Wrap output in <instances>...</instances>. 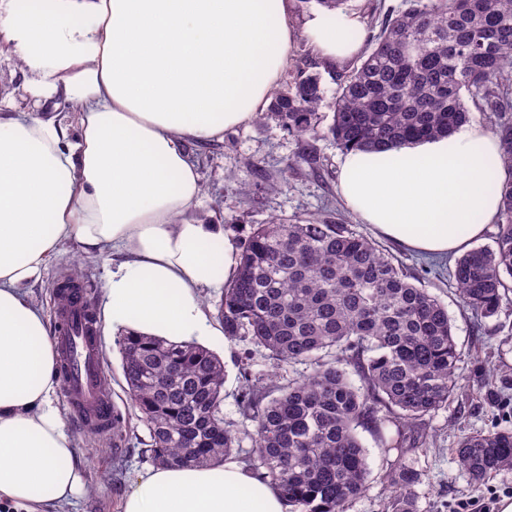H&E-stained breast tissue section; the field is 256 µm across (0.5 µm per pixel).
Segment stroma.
Instances as JSON below:
<instances>
[{
	"instance_id": "obj_1",
	"label": "stroma",
	"mask_w": 512,
	"mask_h": 512,
	"mask_svg": "<svg viewBox=\"0 0 512 512\" xmlns=\"http://www.w3.org/2000/svg\"><path fill=\"white\" fill-rule=\"evenodd\" d=\"M0 98L14 99L30 112L41 109L26 92L16 63L3 44H0ZM312 146L324 168L319 177L310 175L306 164L297 163L298 142L273 122L263 125L253 122L226 132L223 140L190 144L189 151L203 186L202 202L194 210V217L216 225L226 238L238 243L244 242L254 225L271 217L288 220L324 211L331 212L337 221L352 225L357 232L370 233V225L360 223L339 198V149L332 140L323 137L313 140ZM243 182L256 190L254 206H247L239 192ZM393 252L413 267L422 285L447 306L462 353L460 390L447 407L425 418L422 426L428 433L426 443L407 455L408 462L421 475L415 487L418 512H450L458 499L482 498L493 492L507 498L512 493V470L499 472L486 484L475 486L460 469L452 450L461 434L489 429L500 415L512 416V304L496 317L475 322L460 307L447 277L436 275L431 269L430 256L398 246ZM76 264L90 277L97 304H104L107 274L112 268L111 247L88 256L70 241L58 245L40 278L28 285V300L45 314H52L51 286ZM102 334L108 393L127 421V451L118 455L110 448L101 452L87 446L82 430L68 415L65 399H58L65 430L84 466L86 488L73 499L70 512H120L124 494L138 473L151 465L139 451L148 430L128 401L116 338L107 326ZM202 343L225 364L224 417L240 421L236 402L240 391L237 360L244 345L224 336H209ZM360 437L367 450L369 489L352 503L348 512H378L387 495L384 477L395 456L385 452L371 432H361Z\"/></svg>"
}]
</instances>
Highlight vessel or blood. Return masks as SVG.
Here are the masks:
<instances>
[{"mask_svg":"<svg viewBox=\"0 0 512 512\" xmlns=\"http://www.w3.org/2000/svg\"><path fill=\"white\" fill-rule=\"evenodd\" d=\"M55 342L59 361L67 368L62 376L71 414L87 429H104L112 424V402L103 393L102 341L98 319L85 302L72 304L56 313Z\"/></svg>","mask_w":512,"mask_h":512,"instance_id":"1","label":"vessel or blood"}]
</instances>
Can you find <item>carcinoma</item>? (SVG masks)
I'll return each instance as SVG.
<instances>
[{"label":"carcinoma","instance_id":"1","mask_svg":"<svg viewBox=\"0 0 512 512\" xmlns=\"http://www.w3.org/2000/svg\"><path fill=\"white\" fill-rule=\"evenodd\" d=\"M369 51L341 70L333 116L319 127L324 99L318 64L290 74L258 121L272 120L300 142L312 174L321 164L310 140L325 135L342 151H376L451 136L472 119L462 92L483 113L512 170V0H405L383 13ZM500 195L494 246L457 257L451 270L461 306L481 318L502 311L512 290V179ZM75 266L52 286L56 308L86 287ZM217 320L246 343L240 357L239 413L224 419V362L198 343L128 334L119 339L131 406L149 432L158 466L225 461L249 439L245 461L277 488L293 512H347L368 489L358 429L397 451L385 475L381 512H418L419 473L408 452L426 443L424 417L461 388V350L448 309L376 240L328 215L257 224L240 247ZM257 352L272 370L251 371ZM305 366L298 372L295 367ZM391 427L394 433L382 434ZM126 420L87 431L93 444L126 439ZM456 461L478 485L512 469V425L459 437Z\"/></svg>","mask_w":512,"mask_h":512}]
</instances>
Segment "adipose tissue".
Instances as JSON below:
<instances>
[{
    "instance_id": "ef3b65f1",
    "label": "adipose tissue",
    "mask_w": 512,
    "mask_h": 512,
    "mask_svg": "<svg viewBox=\"0 0 512 512\" xmlns=\"http://www.w3.org/2000/svg\"><path fill=\"white\" fill-rule=\"evenodd\" d=\"M295 0H0V41L28 93L70 104L78 130L0 99V502L55 512L84 487L55 403L56 352L23 288L57 246H112L104 317L116 333L192 343L218 330L200 300L237 267L236 245L188 220L203 193L188 146L264 111L297 42L326 62L358 56L354 12L294 20ZM512 176L474 125L339 159L345 207L418 253L458 255L499 219L491 180ZM122 512H285L237 463L147 469Z\"/></svg>"
}]
</instances>
